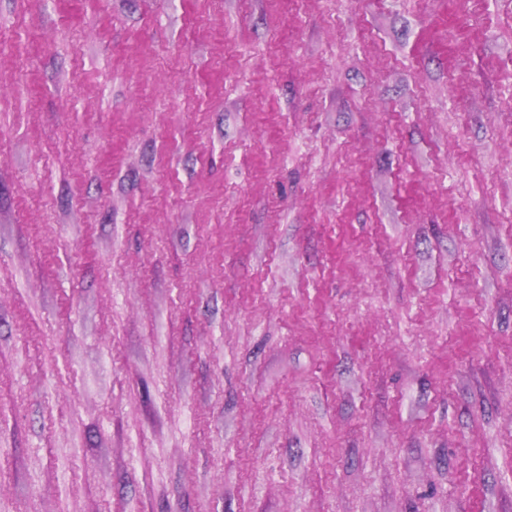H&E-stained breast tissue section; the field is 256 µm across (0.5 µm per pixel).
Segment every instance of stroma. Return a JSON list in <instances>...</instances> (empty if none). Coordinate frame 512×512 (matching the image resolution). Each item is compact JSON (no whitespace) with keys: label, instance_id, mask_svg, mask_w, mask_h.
Masks as SVG:
<instances>
[{"label":"stroma","instance_id":"1","mask_svg":"<svg viewBox=\"0 0 512 512\" xmlns=\"http://www.w3.org/2000/svg\"><path fill=\"white\" fill-rule=\"evenodd\" d=\"M0 512H512V0H0Z\"/></svg>","mask_w":512,"mask_h":512}]
</instances>
